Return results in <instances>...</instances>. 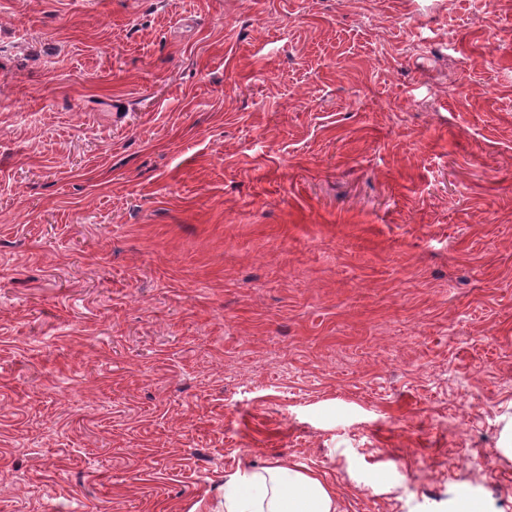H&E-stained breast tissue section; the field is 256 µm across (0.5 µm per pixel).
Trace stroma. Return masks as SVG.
I'll return each mask as SVG.
<instances>
[{
	"instance_id": "stroma-1",
	"label": "stroma",
	"mask_w": 512,
	"mask_h": 512,
	"mask_svg": "<svg viewBox=\"0 0 512 512\" xmlns=\"http://www.w3.org/2000/svg\"><path fill=\"white\" fill-rule=\"evenodd\" d=\"M276 462L512 512V0H0V512Z\"/></svg>"
}]
</instances>
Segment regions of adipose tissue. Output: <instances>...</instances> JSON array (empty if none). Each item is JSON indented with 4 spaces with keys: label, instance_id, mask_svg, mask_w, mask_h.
<instances>
[{
    "label": "adipose tissue",
    "instance_id": "obj_1",
    "mask_svg": "<svg viewBox=\"0 0 512 512\" xmlns=\"http://www.w3.org/2000/svg\"><path fill=\"white\" fill-rule=\"evenodd\" d=\"M223 512H336V502L322 477L277 463L230 475Z\"/></svg>",
    "mask_w": 512,
    "mask_h": 512
}]
</instances>
